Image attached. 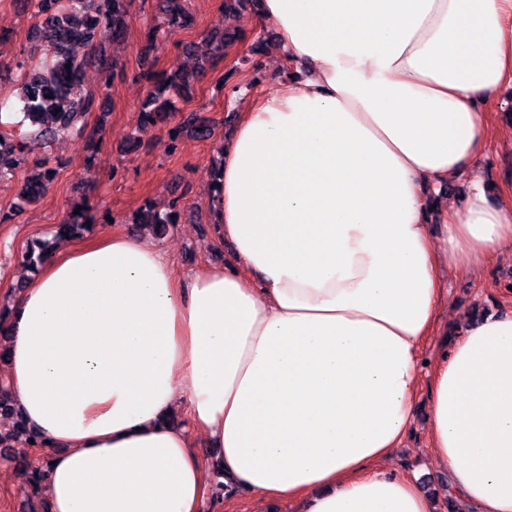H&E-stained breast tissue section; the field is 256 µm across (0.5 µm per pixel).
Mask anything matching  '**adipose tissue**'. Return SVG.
I'll use <instances>...</instances> for the list:
<instances>
[{
  "mask_svg": "<svg viewBox=\"0 0 512 512\" xmlns=\"http://www.w3.org/2000/svg\"><path fill=\"white\" fill-rule=\"evenodd\" d=\"M254 14L289 73L258 100L227 91L211 220L233 264L182 277L115 228L63 243L0 313L49 512H201L220 477L226 499L296 512H435L388 466L424 371L450 493L512 512V312L422 362L457 257L512 251V192L491 202L478 167L512 86V0Z\"/></svg>",
  "mask_w": 512,
  "mask_h": 512,
  "instance_id": "ef3b65f1",
  "label": "adipose tissue"
}]
</instances>
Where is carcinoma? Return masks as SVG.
Returning <instances> with one entry per match:
<instances>
[{
	"label": "carcinoma",
	"instance_id": "cac0c4a2",
	"mask_svg": "<svg viewBox=\"0 0 512 512\" xmlns=\"http://www.w3.org/2000/svg\"><path fill=\"white\" fill-rule=\"evenodd\" d=\"M35 22L28 39L35 48L44 51L38 65L24 68L20 74L17 100L23 120L37 127L36 137L52 140L78 128L85 129L81 121L93 111L99 93L83 85L86 57L93 55L106 68L121 70V63L108 58L94 42L97 30L109 28L115 41L126 33V17L134 0H30ZM167 27H186L191 21L189 0H155ZM255 0H220L219 10L224 17L223 27L215 28L192 46L196 69L178 66L148 78V93L141 104V118L147 123L163 121L173 116L175 108L161 94L169 88L188 89L192 83L216 69L227 56V51L241 41L237 28L230 25L233 17L249 10ZM200 138L211 135L200 126L194 114H189L169 130L172 143H177L184 131ZM29 149L24 139L7 141L0 132V181L14 175L24 162L23 154ZM56 170L45 159L34 161L31 173L17 188V198L30 204L38 201L53 182ZM80 213H75V210ZM92 217L87 207L73 205L63 223L56 226L52 238L31 240L22 251L23 262L38 270L50 258L54 244L61 239L80 237L90 229ZM135 223L145 224L156 236L166 235L176 220L171 213H160L145 203L137 213Z\"/></svg>",
	"mask_w": 512,
	"mask_h": 512
}]
</instances>
